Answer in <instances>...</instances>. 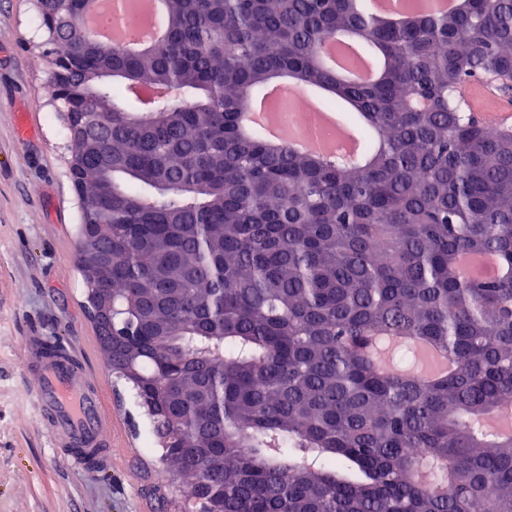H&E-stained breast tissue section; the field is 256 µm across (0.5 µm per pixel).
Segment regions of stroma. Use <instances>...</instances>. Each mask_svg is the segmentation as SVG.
Wrapping results in <instances>:
<instances>
[{
	"label": "stroma",
	"instance_id": "obj_1",
	"mask_svg": "<svg viewBox=\"0 0 512 512\" xmlns=\"http://www.w3.org/2000/svg\"><path fill=\"white\" fill-rule=\"evenodd\" d=\"M47 34L31 0H0V512H186L134 392L106 365L75 260L72 140L51 106ZM70 346L101 382L112 464L53 447L35 417L25 340Z\"/></svg>",
	"mask_w": 512,
	"mask_h": 512
}]
</instances>
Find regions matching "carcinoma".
I'll list each match as a JSON object with an SVG mask.
<instances>
[{
	"instance_id": "1",
	"label": "carcinoma",
	"mask_w": 512,
	"mask_h": 512,
	"mask_svg": "<svg viewBox=\"0 0 512 512\" xmlns=\"http://www.w3.org/2000/svg\"><path fill=\"white\" fill-rule=\"evenodd\" d=\"M95 2L36 10L52 98L97 144L73 153L112 247V374L169 441L165 473L224 512H512V433L480 426L512 406V127L459 95L512 85V0L401 22L365 0H163L164 39L136 53L89 38ZM336 34L385 57L375 83L321 65ZM282 77L365 117L360 159L243 130ZM139 86L179 95L145 108ZM485 254L500 277L460 273ZM383 337L402 339L386 371L365 356ZM420 343L454 369L427 378Z\"/></svg>"
}]
</instances>
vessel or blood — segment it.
Returning a JSON list of instances; mask_svg holds the SVG:
<instances>
[{"mask_svg":"<svg viewBox=\"0 0 512 512\" xmlns=\"http://www.w3.org/2000/svg\"><path fill=\"white\" fill-rule=\"evenodd\" d=\"M461 94L480 112L484 125L497 128L512 120V110L500 103L493 88L467 86ZM47 346L43 336L26 340L25 364L34 378L31 394L42 427L54 447L70 449L78 463L92 453L97 465H110L112 417L102 407L96 375L67 350L52 353Z\"/></svg>","mask_w":512,"mask_h":512,"instance_id":"1","label":"vessel or blood"}]
</instances>
